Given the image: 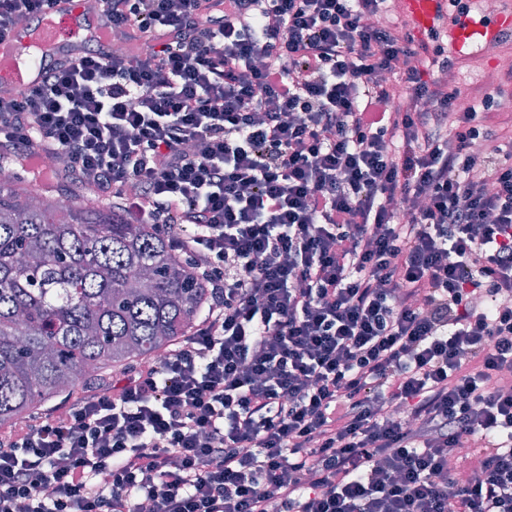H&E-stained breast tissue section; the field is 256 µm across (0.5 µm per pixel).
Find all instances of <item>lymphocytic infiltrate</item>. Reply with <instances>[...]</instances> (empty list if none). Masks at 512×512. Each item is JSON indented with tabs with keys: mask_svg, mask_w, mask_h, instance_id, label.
<instances>
[{
	"mask_svg": "<svg viewBox=\"0 0 512 512\" xmlns=\"http://www.w3.org/2000/svg\"><path fill=\"white\" fill-rule=\"evenodd\" d=\"M93 8L0 95V158L156 225L208 305L0 427V512H512V69L459 110L471 59L397 0Z\"/></svg>",
	"mask_w": 512,
	"mask_h": 512,
	"instance_id": "f902f5d3",
	"label": "lymphocytic infiltrate"
}]
</instances>
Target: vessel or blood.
<instances>
[{
	"label": "vessel or blood",
	"instance_id": "b4317fda",
	"mask_svg": "<svg viewBox=\"0 0 512 512\" xmlns=\"http://www.w3.org/2000/svg\"><path fill=\"white\" fill-rule=\"evenodd\" d=\"M399 4L420 36L437 27L448 12V0H399ZM90 14L88 0H55L48 20L11 32L0 42V80L18 88L34 86L31 46L78 42L84 32L82 21ZM505 32L512 33V10L479 19L465 14L447 30L448 51L456 56L479 45L488 46Z\"/></svg>",
	"mask_w": 512,
	"mask_h": 512
}]
</instances>
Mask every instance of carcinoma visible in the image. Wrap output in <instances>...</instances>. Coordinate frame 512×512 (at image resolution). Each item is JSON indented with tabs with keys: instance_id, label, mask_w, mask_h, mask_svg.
<instances>
[{
	"instance_id": "1",
	"label": "carcinoma",
	"mask_w": 512,
	"mask_h": 512,
	"mask_svg": "<svg viewBox=\"0 0 512 512\" xmlns=\"http://www.w3.org/2000/svg\"><path fill=\"white\" fill-rule=\"evenodd\" d=\"M205 295L152 225L0 180V425L182 338Z\"/></svg>"
}]
</instances>
